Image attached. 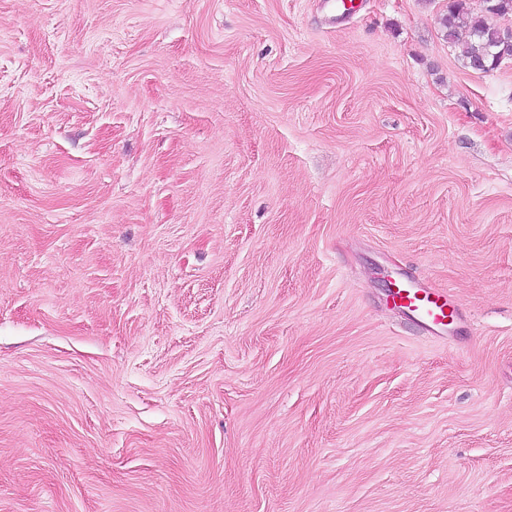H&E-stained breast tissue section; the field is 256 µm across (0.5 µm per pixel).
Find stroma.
Returning a JSON list of instances; mask_svg holds the SVG:
<instances>
[{"label":"stroma","mask_w":512,"mask_h":512,"mask_svg":"<svg viewBox=\"0 0 512 512\" xmlns=\"http://www.w3.org/2000/svg\"><path fill=\"white\" fill-rule=\"evenodd\" d=\"M323 2L0 0V512H512V59ZM390 306L432 334L455 332L460 323L458 303L446 290L434 288L425 279L395 282Z\"/></svg>","instance_id":"1"}]
</instances>
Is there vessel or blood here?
I'll list each match as a JSON object with an SVG mask.
<instances>
[{
  "instance_id": "b4317fda",
  "label": "vessel or blood",
  "mask_w": 512,
  "mask_h": 512,
  "mask_svg": "<svg viewBox=\"0 0 512 512\" xmlns=\"http://www.w3.org/2000/svg\"><path fill=\"white\" fill-rule=\"evenodd\" d=\"M390 306L436 335L456 331L460 323L459 307L452 294L424 279L396 281Z\"/></svg>"
}]
</instances>
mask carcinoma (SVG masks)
Masks as SVG:
<instances>
[{"mask_svg": "<svg viewBox=\"0 0 512 512\" xmlns=\"http://www.w3.org/2000/svg\"><path fill=\"white\" fill-rule=\"evenodd\" d=\"M484 13L473 15L467 7V0H452L448 14L441 18V25L448 39L457 38L460 21L469 17L470 40L464 51V65L474 68L480 63L489 71L500 65L506 57H512V44L503 42L501 29L493 22L494 17L512 15V0H483Z\"/></svg>", "mask_w": 512, "mask_h": 512, "instance_id": "obj_1", "label": "carcinoma"}]
</instances>
